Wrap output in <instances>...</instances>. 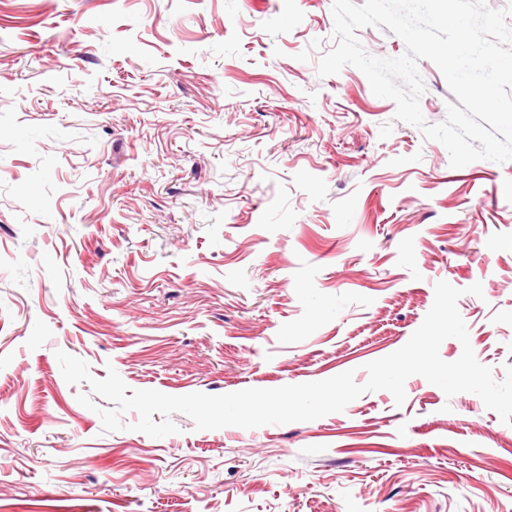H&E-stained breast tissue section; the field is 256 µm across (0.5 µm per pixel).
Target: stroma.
Masks as SVG:
<instances>
[{
  "mask_svg": "<svg viewBox=\"0 0 512 512\" xmlns=\"http://www.w3.org/2000/svg\"><path fill=\"white\" fill-rule=\"evenodd\" d=\"M332 0H0V512H512V426L421 376L309 422L103 432L56 351L133 389L321 381L444 280L512 365V161L449 165L353 66ZM420 107L456 97L420 61Z\"/></svg>",
  "mask_w": 512,
  "mask_h": 512,
  "instance_id": "stroma-1",
  "label": "stroma"
}]
</instances>
